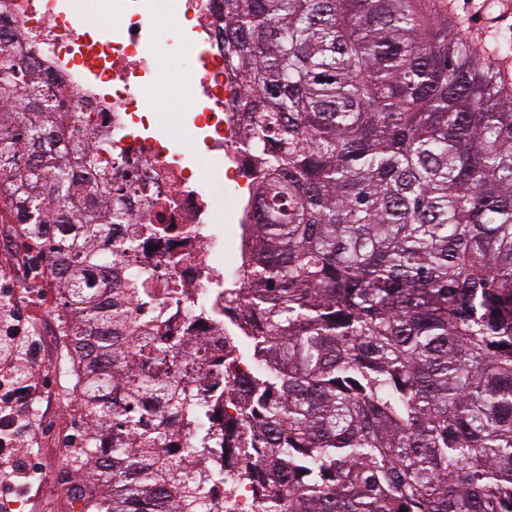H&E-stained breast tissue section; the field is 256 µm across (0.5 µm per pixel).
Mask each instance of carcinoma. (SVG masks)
<instances>
[{
  "label": "carcinoma",
  "instance_id": "obj_1",
  "mask_svg": "<svg viewBox=\"0 0 512 512\" xmlns=\"http://www.w3.org/2000/svg\"><path fill=\"white\" fill-rule=\"evenodd\" d=\"M253 222L228 402L261 512H512V92L444 0H219ZM0 202L41 251L93 466L80 512H210L187 493L145 374L155 343L111 296L131 224L112 148L0 33ZM94 172L84 179L81 172Z\"/></svg>",
  "mask_w": 512,
  "mask_h": 512
}]
</instances>
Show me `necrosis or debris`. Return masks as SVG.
I'll use <instances>...</instances> for the list:
<instances>
[{"label": "necrosis or debris", "instance_id": "4bbe7bcc", "mask_svg": "<svg viewBox=\"0 0 512 512\" xmlns=\"http://www.w3.org/2000/svg\"><path fill=\"white\" fill-rule=\"evenodd\" d=\"M77 0H0V26L10 31L26 59L47 73L50 89L86 118L82 133L108 138L122 163L112 171L128 185L125 205L144 224L168 225L167 234L143 236L132 256L119 257L112 285L124 287L129 270L146 274L131 297L134 317L154 338L196 352L190 372L175 373L196 414L175 411L153 396L143 399L153 420L172 436L174 454L188 470L207 473L203 491L213 512H259L260 495L240 486L239 458L223 450L193 451L195 427L224 438V278L243 281L244 238L233 239L224 259L223 221L244 224L245 210L224 209L211 184L241 190L250 180L236 133L241 116L232 105L243 83L224 63L221 22L212 0H107L112 27L101 30L78 16ZM186 60L180 77L193 104L186 112L154 111L148 98L159 80V44Z\"/></svg>", "mask_w": 512, "mask_h": 512}]
</instances>
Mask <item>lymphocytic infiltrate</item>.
<instances>
[{"instance_id":"1","label":"lymphocytic infiltrate","mask_w":512,"mask_h":512,"mask_svg":"<svg viewBox=\"0 0 512 512\" xmlns=\"http://www.w3.org/2000/svg\"><path fill=\"white\" fill-rule=\"evenodd\" d=\"M11 294L0 289V497L8 503L25 497L27 480H41L43 470L23 410L35 390L27 370L38 356L30 335L33 318L19 313Z\"/></svg>"}]
</instances>
